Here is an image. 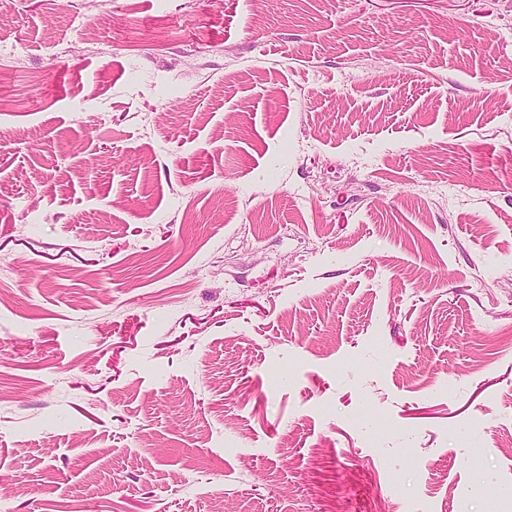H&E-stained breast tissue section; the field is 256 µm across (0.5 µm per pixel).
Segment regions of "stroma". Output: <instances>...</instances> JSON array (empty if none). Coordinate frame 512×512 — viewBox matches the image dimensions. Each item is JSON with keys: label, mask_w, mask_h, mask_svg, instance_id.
<instances>
[{"label": "stroma", "mask_w": 512, "mask_h": 512, "mask_svg": "<svg viewBox=\"0 0 512 512\" xmlns=\"http://www.w3.org/2000/svg\"><path fill=\"white\" fill-rule=\"evenodd\" d=\"M511 62L512 0H0L8 512H512Z\"/></svg>", "instance_id": "35a3bbf8"}]
</instances>
